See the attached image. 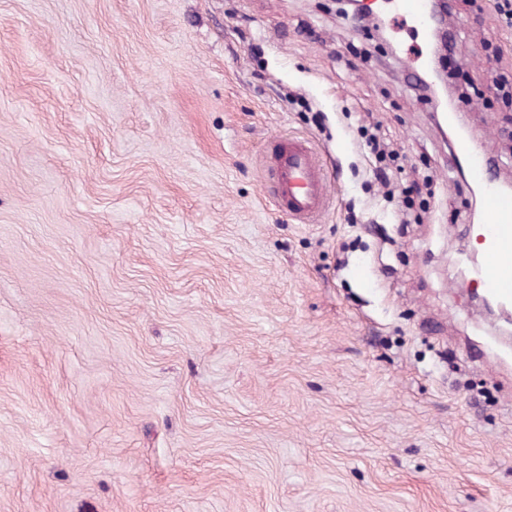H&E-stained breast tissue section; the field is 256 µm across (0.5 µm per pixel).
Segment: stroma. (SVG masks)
I'll use <instances>...</instances> for the list:
<instances>
[{"mask_svg":"<svg viewBox=\"0 0 512 512\" xmlns=\"http://www.w3.org/2000/svg\"><path fill=\"white\" fill-rule=\"evenodd\" d=\"M452 2L487 88L512 27ZM407 65L337 0H0V512H512V323ZM457 110L511 177L512 112ZM280 134L332 176L319 223L271 202ZM379 126L380 124L373 123L371 126L373 128L370 130L364 127L361 129V136L364 138V146L368 148L369 154L375 159L373 169L375 178L384 187H389L393 169L401 170L402 166L398 164L400 159L398 151L382 141L379 135ZM401 202V209L399 214V223L411 224L412 211L415 209L416 200H419V208L423 212H427V202L423 199L422 187L416 183L411 182L410 184L400 185L397 188Z\"/></svg>","mask_w":512,"mask_h":512,"instance_id":"stroma-1","label":"stroma"}]
</instances>
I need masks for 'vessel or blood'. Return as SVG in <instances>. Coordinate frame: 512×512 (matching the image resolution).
I'll list each match as a JSON object with an SVG mask.
<instances>
[{"label":"vessel or blood","mask_w":512,"mask_h":512,"mask_svg":"<svg viewBox=\"0 0 512 512\" xmlns=\"http://www.w3.org/2000/svg\"><path fill=\"white\" fill-rule=\"evenodd\" d=\"M388 4L392 21L413 25L422 38H429L432 21L424 0H388ZM450 161L465 164L472 182L484 188V222L479 229L481 286L491 296L512 304V194L496 188L489 179L483 148L477 142L458 138L451 146ZM268 163L272 202L279 213L303 224L323 214L332 187L304 139L277 138Z\"/></svg>","instance_id":"1"}]
</instances>
